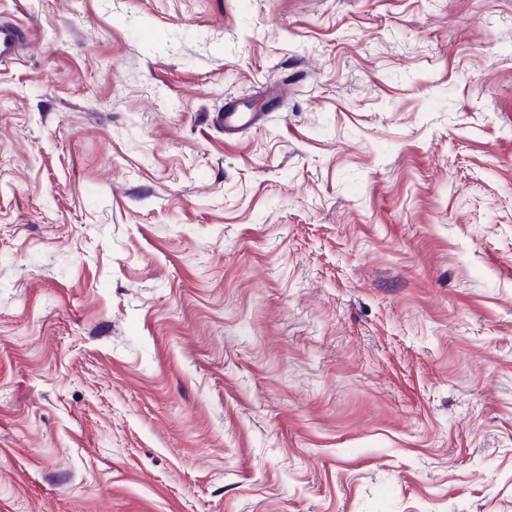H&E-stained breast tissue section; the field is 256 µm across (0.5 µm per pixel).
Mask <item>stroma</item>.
Wrapping results in <instances>:
<instances>
[{
	"instance_id": "35a3bbf8",
	"label": "stroma",
	"mask_w": 512,
	"mask_h": 512,
	"mask_svg": "<svg viewBox=\"0 0 512 512\" xmlns=\"http://www.w3.org/2000/svg\"><path fill=\"white\" fill-rule=\"evenodd\" d=\"M4 19L0 512H512V0ZM28 38L29 32L24 25L0 22V64L15 60ZM259 120L260 116L255 112H237L235 109L215 112L213 115V122L221 126L227 135L235 134L243 126L255 125Z\"/></svg>"
}]
</instances>
